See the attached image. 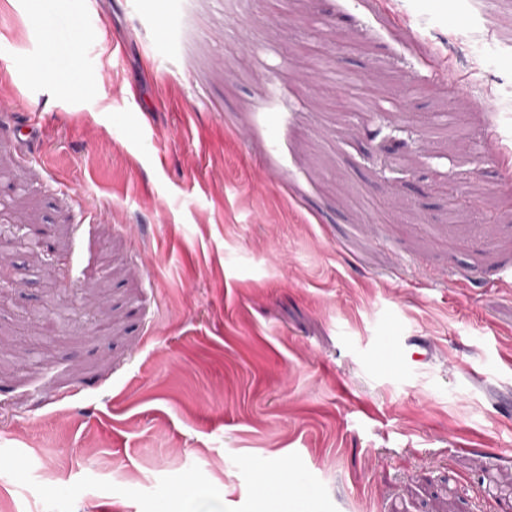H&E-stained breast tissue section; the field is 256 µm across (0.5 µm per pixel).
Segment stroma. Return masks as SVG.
<instances>
[{"instance_id": "1", "label": "stroma", "mask_w": 512, "mask_h": 512, "mask_svg": "<svg viewBox=\"0 0 512 512\" xmlns=\"http://www.w3.org/2000/svg\"><path fill=\"white\" fill-rule=\"evenodd\" d=\"M0 87L36 482L237 507L295 452L338 512L512 506V0H0Z\"/></svg>"}]
</instances>
